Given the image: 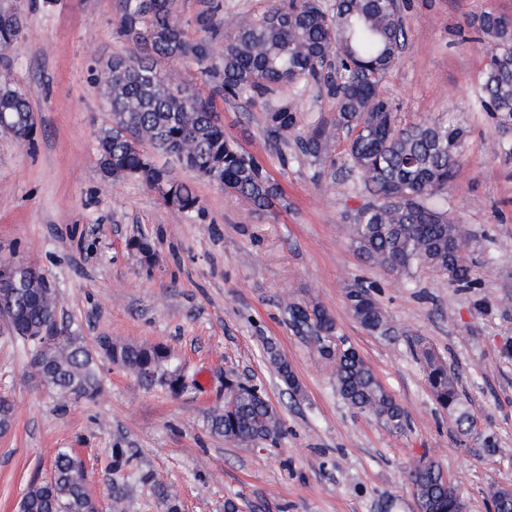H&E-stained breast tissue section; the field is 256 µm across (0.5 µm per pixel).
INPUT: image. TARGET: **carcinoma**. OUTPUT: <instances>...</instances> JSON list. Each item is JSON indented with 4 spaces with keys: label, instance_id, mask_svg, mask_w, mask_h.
I'll list each match as a JSON object with an SVG mask.
<instances>
[{
    "label": "carcinoma",
    "instance_id": "cac0c4a2",
    "mask_svg": "<svg viewBox=\"0 0 512 512\" xmlns=\"http://www.w3.org/2000/svg\"><path fill=\"white\" fill-rule=\"evenodd\" d=\"M220 5L210 6L198 19L207 31L195 39L173 18L170 0H125L119 33L141 51L108 60L109 72L99 78L111 121L97 140L100 169L114 180L137 178L160 193L163 202L186 216L200 210L189 184L157 165L142 144L183 168L241 197L257 211L281 200L279 185L262 163L224 136L210 99L165 78L156 58L192 61L224 95L244 94L266 101L267 131L276 138L293 136L301 154L325 164L331 143L342 131L356 132L346 150L347 170L357 174L369 197L350 225L358 250L370 261L406 272L422 264L448 276L454 286L472 283L464 253L467 233L441 204L457 176L465 132L460 127L421 121L397 124L391 105L381 97L376 77L394 65L407 34L400 10L389 0H335L328 11L320 0H284L265 16L244 17L224 43ZM480 42L494 47L479 92V105L512 122V19L494 13L478 18ZM21 32L11 0H0V46L11 45ZM339 60L341 82L328 81L336 99L334 117L319 118L305 128L283 91L300 79L315 82L325 76L326 59ZM22 140L32 143L37 127L27 94L0 81V115ZM131 249L141 262H156L153 245L134 238ZM354 318L369 332L388 336L394 331L389 316L367 288L347 290ZM56 289L38 269L12 259H0V312L7 313L13 335L31 345V363L47 387L75 401L99 394L102 359L135 374L143 383H158L178 394L185 384L179 367L162 345L101 340L92 346L78 329L59 318ZM297 331L314 336L320 355L333 363L336 390L345 404L394 430L402 428L404 411L387 392L370 365L352 347L335 343L334 318L315 306L288 304ZM416 355L425 365L435 402L454 413L459 425L473 419L448 372L444 358L421 342ZM282 383L300 390L290 364L271 353ZM233 407L214 412L212 433L243 446L277 441L283 429L276 407L257 388L230 380ZM152 488L162 512H181L173 485L154 472L130 469L108 483L112 512H124L128 480ZM408 480L422 512H467L459 495L448 493V477L434 461L408 470ZM20 512H98L86 485L83 460L70 448L56 451L53 476L47 483L31 482L20 499Z\"/></svg>",
    "mask_w": 512,
    "mask_h": 512
}]
</instances>
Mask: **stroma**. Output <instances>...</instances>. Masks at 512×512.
<instances>
[{
  "instance_id": "1",
  "label": "stroma",
  "mask_w": 512,
  "mask_h": 512,
  "mask_svg": "<svg viewBox=\"0 0 512 512\" xmlns=\"http://www.w3.org/2000/svg\"><path fill=\"white\" fill-rule=\"evenodd\" d=\"M17 8L22 30L0 51V79L27 93L39 136L28 145L0 131V257L39 268L61 317L87 341L163 345L191 385L176 396L107 362L95 400L61 399L0 318V395L12 405L0 433V512H17L27 484L50 478L60 448L84 459L100 512H111L104 481L116 448L174 482L184 512H224L229 498L242 512H417L406 472L423 458L457 484L467 512H491L490 488L512 489V128L480 108L489 57L460 36L480 12L512 17V0H400L407 44L378 80L400 125L466 131L446 199L471 234L469 288L426 266L402 273L367 261L346 232L367 200L358 180L275 141L261 99L212 95L190 61L157 67L211 97L226 134L279 184L283 206L254 210L170 165L200 199L189 219L140 180L104 177L96 141L110 114L94 72L137 54L118 33L123 0H18ZM288 96L301 124L333 115L325 84L303 80ZM140 237L155 247L152 266L128 248ZM358 286L387 312L394 335L370 334L352 316L345 293ZM291 302L335 318L338 343L355 348L403 407L402 431L345 405L331 363L292 327ZM421 342L455 372L471 432L435 402L416 356ZM270 345L291 365L300 396L279 381ZM229 378L278 409L277 443L244 447L211 434L208 417L223 408Z\"/></svg>"
}]
</instances>
